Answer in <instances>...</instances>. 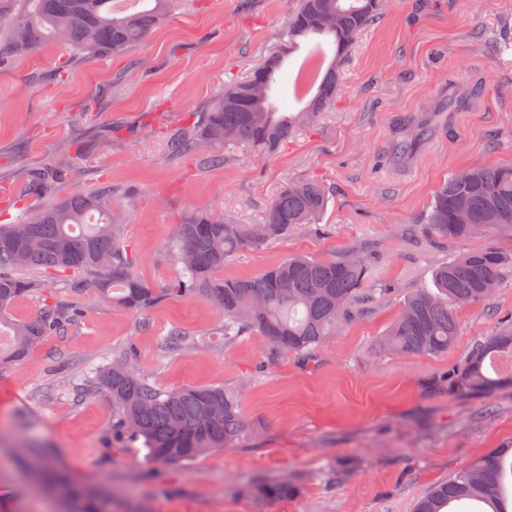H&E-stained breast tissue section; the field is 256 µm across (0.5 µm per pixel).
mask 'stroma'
Returning <instances> with one entry per match:
<instances>
[{
  "mask_svg": "<svg viewBox=\"0 0 512 512\" xmlns=\"http://www.w3.org/2000/svg\"><path fill=\"white\" fill-rule=\"evenodd\" d=\"M297 0H182L145 42L118 58L88 60L50 44L0 67V224L49 203L18 174L70 150L68 187L134 192L124 237L135 273L161 287L176 275L165 249L191 211L261 223L287 180L329 190L317 223L238 255L227 277L259 274L291 255L355 254L368 288L390 296L328 336L312 362H265V343L225 340L216 310L200 297L170 298L139 314L87 293L57 288L83 315L18 365L0 366V512H62V503L18 464L29 446L49 452L78 482L103 486L117 512H413L416 501L474 459L512 446V384L488 395L449 393L447 375L512 318V279L490 301L457 311L448 353L392 356L378 342L403 299L431 287L439 266L477 249L512 257V229L431 238L424 217L437 188L463 170L512 164V0H386L340 80L336 105L314 130L279 153L168 157L177 119L205 108L227 76L246 77L281 43ZM465 85L466 108L437 107ZM431 114L434 130L412 168L391 149L409 118ZM178 327L197 348L167 354L161 336ZM129 352L165 390L221 385L237 393L250 423L231 448L186 464L151 465L141 444L112 439V400H76L85 370ZM285 481L287 499L253 487Z\"/></svg>",
  "mask_w": 512,
  "mask_h": 512,
  "instance_id": "1",
  "label": "stroma"
}]
</instances>
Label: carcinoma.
<instances>
[{"mask_svg":"<svg viewBox=\"0 0 512 512\" xmlns=\"http://www.w3.org/2000/svg\"><path fill=\"white\" fill-rule=\"evenodd\" d=\"M116 0H0V66L57 41L87 59L118 56L144 42L167 19L179 0H142L144 9L119 12ZM383 0H299L285 22L286 44L268 53L265 72L229 80L198 119L177 125L169 134L167 153L198 156L207 165L224 164V156L203 154L205 144L238 152L273 154L297 131L315 124L336 102L340 68L361 33L379 17ZM328 38L331 59L300 112H278L270 92L290 46L301 39ZM264 77L266 94L251 86ZM414 142L402 126L395 154L413 153ZM69 161L61 158L37 173H23L27 191L39 195L65 182ZM112 189L70 192L14 224H0V324L15 303L43 296L41 310L11 326V345L0 363H20L47 336L71 326L77 312L57 300L52 284L62 277L75 293L93 292L131 312L151 309L166 298L204 296L222 315L227 340L255 334L275 359L282 354L311 356L336 324L366 311L370 289L363 287V261L342 257L320 260L291 256L244 278H220L230 258L288 236L298 224H313L328 196L317 181L285 183L270 203L261 224H240L226 215L190 212L174 224L168 246L176 276L156 288L134 273L136 258L122 238L120 213L110 206ZM424 223L437 238L456 239L480 228L512 227V165L478 167L456 173L435 192ZM80 230H75V227ZM512 258L493 249L472 251L438 267L435 290L421 288L403 301L397 321L379 346L402 354L440 356L458 336V308L487 301L505 276ZM195 344L179 328L162 339L177 353ZM500 355L512 357V322L502 321L495 334L479 343L464 364L448 377V391L464 395L489 392L506 380L490 370ZM105 392L112 398V438L142 441L147 460L185 463L212 450L227 448L246 432L237 394L222 385L159 388L126 355L84 377L76 397ZM41 485L66 505L65 512H112L114 497L106 490L75 483L42 453L29 463ZM512 448H498L460 469L415 505V512H512ZM286 482L253 489L261 499L286 498Z\"/></svg>","mask_w":512,"mask_h":512,"instance_id":"obj_1","label":"carcinoma"}]
</instances>
